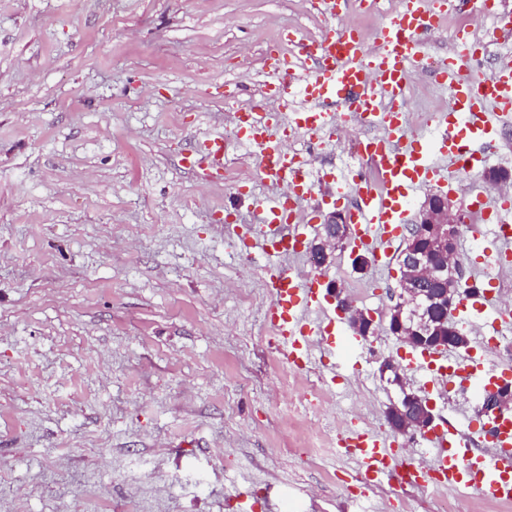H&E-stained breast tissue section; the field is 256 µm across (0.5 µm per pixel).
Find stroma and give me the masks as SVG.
Segmentation results:
<instances>
[{"label": "stroma", "mask_w": 512, "mask_h": 512, "mask_svg": "<svg viewBox=\"0 0 512 512\" xmlns=\"http://www.w3.org/2000/svg\"><path fill=\"white\" fill-rule=\"evenodd\" d=\"M336 23L317 0H0V512H512L472 488L371 486L338 442L388 438L398 461L426 464L427 442L387 424L403 389L428 392L437 427L474 432L489 449L481 402L458 385L428 391L413 349L388 332L357 339L297 372L265 334L259 254L237 245L274 193L253 148L232 147L229 175L202 182L180 159L250 106L264 58L284 33L321 39ZM480 26L471 14L424 41L450 53ZM410 134L426 141L448 93L418 70ZM512 127L484 167L435 179L469 212L472 193H512ZM315 185L307 239L333 211ZM490 221L462 230L464 283L493 274L512 303V269H494ZM351 249L292 270L361 287L357 307L384 319L399 267L358 273ZM253 301L238 300L239 289ZM394 359L400 382L381 374Z\"/></svg>", "instance_id": "35a3bbf8"}]
</instances>
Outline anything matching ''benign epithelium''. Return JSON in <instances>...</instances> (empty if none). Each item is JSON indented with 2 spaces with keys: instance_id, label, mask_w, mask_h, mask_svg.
Here are the masks:
<instances>
[{
  "instance_id": "obj_1",
  "label": "benign epithelium",
  "mask_w": 512,
  "mask_h": 512,
  "mask_svg": "<svg viewBox=\"0 0 512 512\" xmlns=\"http://www.w3.org/2000/svg\"><path fill=\"white\" fill-rule=\"evenodd\" d=\"M462 214L454 212L452 199L447 195L430 194L421 205L415 219V227L404 241L398 263L400 269L399 287L403 302L393 311L385 330L397 339L415 349L425 352L461 348L468 343L454 340L456 309L454 301L465 294L461 288V268L456 256V240L459 237V224ZM351 236L350 225L340 213L330 214L321 225L319 238L324 241V251L312 258V263L322 268L328 265L336 250L346 246ZM445 254V263L440 268L428 262V250ZM328 294L336 302L337 309L347 318L349 327L359 332L362 325L375 327L374 317L357 308L345 295L344 289L333 282L327 286ZM420 303L426 313L446 325L447 335L433 337L409 314L407 306ZM512 409V383L502 381L485 396L482 410L486 414H501ZM435 415L429 399L417 392L409 394L406 410L398 411L394 419H389L392 430L401 435L426 433L435 429Z\"/></svg>"
}]
</instances>
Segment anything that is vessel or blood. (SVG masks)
<instances>
[{"label": "vessel or blood", "mask_w": 512, "mask_h": 512, "mask_svg": "<svg viewBox=\"0 0 512 512\" xmlns=\"http://www.w3.org/2000/svg\"><path fill=\"white\" fill-rule=\"evenodd\" d=\"M469 4L470 0H403L402 8L383 23L373 54L351 29L328 32L317 47L300 44L301 55L314 65L302 77L287 56L265 60L271 80L263 84L239 135L259 151L257 177L278 189L262 205L252 240L260 244L266 258L264 285L270 294L266 323L277 350L293 367H307L322 350L348 355L354 340L335 318H321L324 306L318 281L286 266L290 249L301 247L306 237L302 202L310 196L315 180L332 181L336 175L331 170L313 173L308 154L285 151L284 131L326 137L340 108L352 111L362 125L378 129V136L363 142L359 150L360 157L371 162L373 177L355 169L345 177L357 190L347 221L355 249L370 253L376 261H390L403 216L417 190L439 173L435 156L448 157L462 171L472 170L483 163V149L495 141L500 124L512 121V67L474 75L471 66L486 46L463 38L454 54L431 73L451 93L448 112L436 120L434 151L415 147L405 131L398 105L410 80V60L445 18L447 7L463 11ZM296 99L305 101L304 109L292 108ZM227 151L223 134H212L197 141L180 163L206 182L223 175ZM467 297L485 311L487 326L506 327L490 293L478 289ZM410 366L436 390L446 389V357L421 356L412 359ZM500 372V367L468 361L459 381L481 398L496 385ZM485 428L493 445L487 453L475 452L468 442L452 441L449 430L434 432L432 442L440 451L425 471L397 463L385 440L366 432H352L342 445L358 473L370 481L417 486L434 478L445 486L476 488L488 501L511 503L512 414L488 416Z\"/></svg>", "instance_id": "vessel-or-blood-1"}]
</instances>
